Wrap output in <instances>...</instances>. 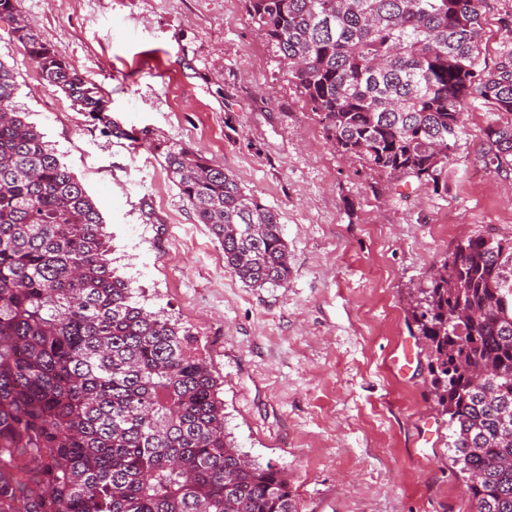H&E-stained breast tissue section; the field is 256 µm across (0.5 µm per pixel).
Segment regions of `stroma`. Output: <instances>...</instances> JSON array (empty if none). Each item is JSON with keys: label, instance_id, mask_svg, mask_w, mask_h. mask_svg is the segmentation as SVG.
<instances>
[{"label": "stroma", "instance_id": "stroma-1", "mask_svg": "<svg viewBox=\"0 0 512 512\" xmlns=\"http://www.w3.org/2000/svg\"><path fill=\"white\" fill-rule=\"evenodd\" d=\"M486 0L482 57L512 32ZM39 39L109 99L117 138L41 79L0 21L16 105L99 208L112 265L196 334L224 426L279 468L299 512H471L431 394L417 289L471 236L512 239V173L485 166L497 114L472 101L448 187L339 152L246 0H20ZM199 150L281 215L292 273L250 288L173 183L163 148Z\"/></svg>", "mask_w": 512, "mask_h": 512}]
</instances>
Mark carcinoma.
<instances>
[{
  "label": "carcinoma",
  "instance_id": "carcinoma-1",
  "mask_svg": "<svg viewBox=\"0 0 512 512\" xmlns=\"http://www.w3.org/2000/svg\"><path fill=\"white\" fill-rule=\"evenodd\" d=\"M327 139L448 188L469 102L512 116V42L481 61L486 0H246ZM0 20L45 84L117 137L108 101L19 10ZM0 61V512H298L288 480L224 427L193 331L137 306L83 185L14 104ZM512 172V120L485 130ZM176 187L251 288L291 276L279 212L224 167L166 146ZM473 512H512V244H459L411 304Z\"/></svg>",
  "mask_w": 512,
  "mask_h": 512
}]
</instances>
